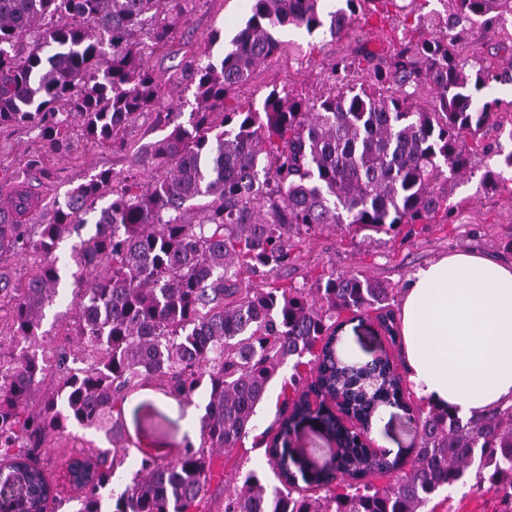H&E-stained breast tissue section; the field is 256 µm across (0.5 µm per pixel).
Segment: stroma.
<instances>
[{
    "instance_id": "35a3bbf8",
    "label": "stroma",
    "mask_w": 512,
    "mask_h": 512,
    "mask_svg": "<svg viewBox=\"0 0 512 512\" xmlns=\"http://www.w3.org/2000/svg\"><path fill=\"white\" fill-rule=\"evenodd\" d=\"M397 4L386 22L375 16H358L349 35L338 41L320 30L310 33L294 26L280 29L279 37L290 45L292 55L260 67L240 86L239 99L258 106L272 89L285 88L315 100L330 91L326 71L330 59L362 50L380 61L390 46L402 38L417 40L435 35V27H418L417 18L441 11L439 0H397ZM248 16V0H187L177 20L176 38L165 46L147 50L144 62L165 77L183 56L207 52L212 58H221L225 41L244 25ZM465 46L478 51L491 67L512 63V35L497 25H474ZM482 94L500 101L498 122L486 128L483 137L491 151L475 155L465 172L449 175L439 183L437 190L447 196L451 208L448 217L415 225L409 233L372 236L342 226H325L315 235L300 239L288 268L273 275L275 285L310 288L335 272L366 276L401 293L417 270L456 251L473 249L512 261V168L504 162L505 154L512 152V85L493 83ZM72 140L69 151L46 157L52 172L47 179L39 171L25 167L29 155L43 150L36 131L0 125V193L12 189L11 176L17 173L38 201L36 209L24 215V223H48L56 204L99 172L133 174L145 183L158 176L157 171L138 167L130 150H112L111 146L83 139L78 132ZM71 291V286H64L53 305L46 308L40 350L53 351L66 329ZM388 346L385 333L371 314L348 321L342 331L341 352L352 361H369ZM207 401L203 389L189 404L165 397L153 387L139 391L125 405L128 448L134 453H151L164 462L176 460L186 442H198L200 418ZM371 438L375 447L394 456L403 455L415 446L417 431L402 410L389 407L381 410ZM214 463L217 469L227 472L240 465L256 469L264 473L268 483L276 481L263 449L254 447L249 437L242 447L216 453Z\"/></svg>"
}]
</instances>
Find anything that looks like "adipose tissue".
<instances>
[{"label": "adipose tissue", "mask_w": 512, "mask_h": 512, "mask_svg": "<svg viewBox=\"0 0 512 512\" xmlns=\"http://www.w3.org/2000/svg\"><path fill=\"white\" fill-rule=\"evenodd\" d=\"M400 313L420 397L465 419L512 404V263L471 250L443 257L409 280Z\"/></svg>", "instance_id": "adipose-tissue-1"}]
</instances>
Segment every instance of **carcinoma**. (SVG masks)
Instances as JSON below:
<instances>
[{"label": "carcinoma", "mask_w": 512, "mask_h": 512, "mask_svg": "<svg viewBox=\"0 0 512 512\" xmlns=\"http://www.w3.org/2000/svg\"><path fill=\"white\" fill-rule=\"evenodd\" d=\"M182 2L0 0V124L38 131L46 148L26 168L42 169L45 154L70 149L76 127L88 141L127 150L129 127L164 103L168 85H194L197 102L185 122L169 108L167 133L136 151L140 167L166 168L160 179L101 172L68 192L48 224L0 219V256H43L27 280L0 285V326L14 344L30 345L62 280L57 244L110 195L94 233L72 247L74 317L64 343L50 355L7 356L0 335V466L11 473L4 484L20 488L0 494V512H58L44 460L75 428L112 444L72 459L76 512H102L105 490L110 512H436L462 489L492 494V512H512V404L467 421L414 409L401 401L389 353L371 370L378 384L367 394L336 360L343 311H377L397 344L394 289L354 274H332L313 289L242 287L245 275L288 266L295 240L323 226L387 234L448 211L435 186L445 170L468 168L466 138L499 109L476 93L492 81L512 83L511 68L464 59L456 47L476 23L512 16V0H439L438 36L404 39L381 63L361 53L334 58L338 91L311 101L274 89L260 108L232 99L258 65L288 51L276 28H324L336 40L357 12L385 16L396 0H341L337 8L250 0L249 18L218 62L186 56L164 81L141 49L146 39H174L169 16ZM361 71L367 82H347ZM11 204L23 216L35 200L19 189ZM307 354L315 374L293 373L291 387L341 396L344 411L283 399L264 448L279 485L238 468L224 500L212 502L213 454L239 445L279 369ZM153 383L179 401L207 386L199 442L171 463L143 455L118 492L113 478L129 457L125 404ZM386 405L414 411L418 441L407 460L375 459L362 442ZM305 423L336 437L335 463L313 469L291 448ZM375 476L393 480L378 486Z\"/></svg>", "instance_id": "obj_1"}]
</instances>
